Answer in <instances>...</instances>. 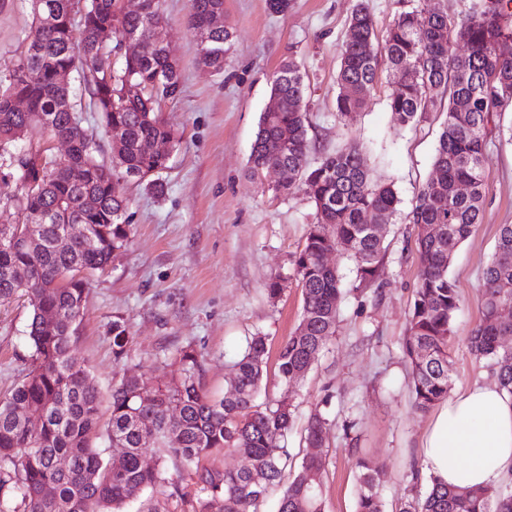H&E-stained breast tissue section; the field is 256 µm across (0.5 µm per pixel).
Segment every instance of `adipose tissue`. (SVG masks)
Returning a JSON list of instances; mask_svg holds the SVG:
<instances>
[{"instance_id": "ef3b65f1", "label": "adipose tissue", "mask_w": 512, "mask_h": 512, "mask_svg": "<svg viewBox=\"0 0 512 512\" xmlns=\"http://www.w3.org/2000/svg\"><path fill=\"white\" fill-rule=\"evenodd\" d=\"M427 474L459 488L512 475V395L477 383L438 404L422 438Z\"/></svg>"}]
</instances>
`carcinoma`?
Segmentation results:
<instances>
[{"label":"carcinoma","mask_w":512,"mask_h":512,"mask_svg":"<svg viewBox=\"0 0 512 512\" xmlns=\"http://www.w3.org/2000/svg\"><path fill=\"white\" fill-rule=\"evenodd\" d=\"M395 4L380 40L367 5L356 0L341 46L336 113L343 117L363 108L381 56L397 82L388 101L395 127L419 123L438 110L434 95L447 96L435 174L421 185L406 215L416 233L420 274L402 351L410 367L413 406L425 412L448 398L452 384L448 343L460 296L448 268L455 249L482 219L488 125L512 109V56L497 53L502 42L512 39V0H469L452 18L440 8L424 9L417 0ZM216 9L224 10V0H190L188 27L206 36L200 63L220 71L233 32L212 25ZM33 13L27 54L0 79V158L9 161L0 170V203H15L25 218L35 213L50 218L31 228L13 225L20 239L0 248V302L25 295L32 307L27 373L10 397L0 400V512H122L146 490L168 483L163 468L142 463L152 439L186 465L215 451L243 450L250 459L247 469L194 471V512H209L214 503L220 512H258L288 470L286 440L295 424L291 403H256L266 337L256 334L248 340L233 364L234 389L222 398L206 389L202 355L191 346L177 350L180 377L145 396V377L124 371L112 387L106 428L112 445L125 449L117 466L103 461L96 446L100 392L71 354L90 277L105 271L128 241V203L115 184L133 178L161 187L168 158L148 152L147 145L177 139L161 103L178 98L181 76L165 47L153 41L154 30L165 22L162 0H143L139 10L125 9L121 0H33ZM129 36L140 42V50H122ZM69 72L81 77L79 84L102 126L121 129L120 140L112 143L110 166L96 159L93 135L70 123V114L79 109L77 90L62 82ZM129 84L140 86L141 95L125 97ZM270 95L279 100V110L262 113L250 168L255 173L271 166L288 168V181L275 192L300 191L315 208L305 246L294 260L303 296L301 318L277 356L276 377L288 386L311 369L336 334L342 276L325 262V253L345 248L359 283L375 282L386 247L369 233L368 219L394 223L400 198L393 185L373 181L354 143L313 165L308 162L312 141L298 65H281ZM14 96L26 99L27 111H13ZM34 127L43 136L68 140V158L58 161L40 141L29 139ZM69 163L86 167L85 181L70 180ZM424 224L441 225L442 235H423ZM66 230L73 233L70 247H52L53 238ZM481 288L483 318L467 338L468 349L475 360L489 362L500 388L511 395L512 349L500 338L512 336V320L500 321L497 313L512 306V224L499 228ZM44 289L50 290L46 299ZM130 341L127 326L112 322L116 359L127 356ZM25 406L42 412L39 428L17 412ZM326 425L320 414L308 418L305 442L319 452L306 454L288 478L277 512H324L321 492L311 489L308 474L323 468ZM59 458L68 459L67 470L56 468ZM356 466V512H385L383 467L361 457ZM46 486L53 496L42 495ZM399 512H512V485L459 489L432 478L423 494L412 484L405 488Z\"/></svg>","instance_id":"cac0c4a2"}]
</instances>
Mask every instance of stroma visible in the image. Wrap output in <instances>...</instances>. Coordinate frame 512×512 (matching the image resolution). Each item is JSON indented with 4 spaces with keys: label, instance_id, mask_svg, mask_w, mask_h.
I'll list each match as a JSON object with an SVG mask.
<instances>
[{
    "label": "stroma",
    "instance_id": "stroma-1",
    "mask_svg": "<svg viewBox=\"0 0 512 512\" xmlns=\"http://www.w3.org/2000/svg\"><path fill=\"white\" fill-rule=\"evenodd\" d=\"M352 7L353 0H294L281 15L271 13L266 0H224L234 38L218 73L199 62V42L187 28L188 0H164L166 21L158 37L179 64L182 93L162 110L178 141L163 192L130 181L116 186L128 201L129 243L90 281L73 356L105 395L127 369L143 373L152 385L170 381L178 374L176 351L191 345L203 356L208 390L221 396L231 388L232 365L248 337L262 333L268 349L266 395L291 400L297 408L288 439L292 464L307 452L308 416L319 412L329 420L320 473L324 512H354L359 453L384 465L386 510L397 512L405 487L422 466L419 448L431 418L412 405L401 348L420 270L413 227L403 218L388 225L375 288L357 287L344 251L329 256L344 277L336 334L292 388L275 385L279 346L302 313L294 259L314 208L303 193L274 192L273 176L252 174L248 164L273 77L291 60L304 75L316 152L355 142L373 179L393 184L401 211L410 210L433 171L445 115L435 112L418 125L396 129L387 106L395 85L382 68L366 106L337 116L336 76ZM32 21L31 0H0V77L25 56ZM484 170L482 221L455 250L449 267L461 296L448 345L455 392L491 377L470 355L465 338L482 317L481 275L498 227L512 224V141L489 137ZM277 276L285 289L272 298L266 288ZM30 312L23 297L0 303V399L26 372ZM116 320L132 336L120 363L112 353ZM352 419L354 444L343 431ZM148 458L165 468L170 484L131 502L125 512H194L192 469L158 449Z\"/></svg>",
    "mask_w": 512,
    "mask_h": 512
}]
</instances>
